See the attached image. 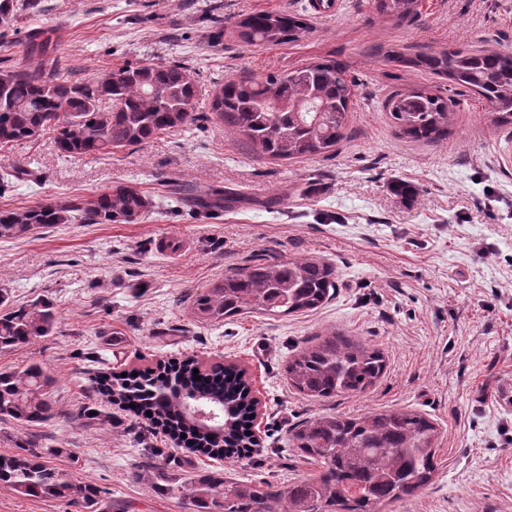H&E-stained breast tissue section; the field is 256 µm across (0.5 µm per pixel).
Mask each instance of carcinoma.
I'll list each match as a JSON object with an SVG mask.
<instances>
[{"label":"carcinoma","instance_id":"cac0c4a2","mask_svg":"<svg viewBox=\"0 0 512 512\" xmlns=\"http://www.w3.org/2000/svg\"><path fill=\"white\" fill-rule=\"evenodd\" d=\"M421 0H373L374 18L408 25L421 15ZM310 30L306 16L289 11H259L239 16L229 33L248 45L292 43ZM41 57L34 68L0 67V146L17 144L45 132L54 134L60 156L108 155L192 124L195 86L178 63L126 64L105 76L72 81L50 58V39L31 42ZM398 68L426 71L466 88L491 109L493 123L512 127V52L494 47L383 53ZM357 84L348 66L321 59L264 78L227 80L214 94L211 112L224 129L240 136L261 156L294 160L332 154L347 138L348 115ZM398 136L424 144L448 137L453 101L440 90L411 88L393 92L384 102ZM216 211L237 203L222 191L187 197ZM152 198L117 184L90 199H46L24 208L0 210V240L23 239L73 215L86 224H136L151 212ZM336 291V269L316 257L267 259L224 275L197 296L192 309L205 323L238 315L288 316L309 313ZM57 312L49 300L14 307L0 292V349L22 347L50 335ZM383 352L334 331L294 350L288 357V383L315 399L364 393L382 376ZM153 370L112 373L97 379L95 391L112 403L133 404L151 412V425L187 434L191 451L211 458L241 456L250 436L254 408L240 369L230 364L211 371L186 358ZM201 379H195L193 373ZM41 366L0 372V420L42 423L56 416ZM200 407L214 414L202 422L188 415ZM436 427L423 415L371 411L357 417L314 416L290 437L292 448L319 465L309 478L281 486L235 480L223 474L195 476L159 487L193 512H382L390 503L415 498L435 470ZM33 443L0 454V484L23 497L55 499L75 512H110L98 488L78 482L49 464Z\"/></svg>","mask_w":512,"mask_h":512}]
</instances>
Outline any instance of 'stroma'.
I'll return each instance as SVG.
<instances>
[{
	"instance_id": "obj_1",
	"label": "stroma",
	"mask_w": 512,
	"mask_h": 512,
	"mask_svg": "<svg viewBox=\"0 0 512 512\" xmlns=\"http://www.w3.org/2000/svg\"><path fill=\"white\" fill-rule=\"evenodd\" d=\"M16 19L0 38V66L33 67V33L49 36L67 77L94 79L123 64L179 63L196 86L198 121L106 156L65 160L51 134L0 148V174L28 176L0 192V208L48 198H91L117 184L149 195L136 224L73 220L0 242V289L14 305L48 299L51 335L0 350V371L36 363L51 377L57 411L35 425L0 420V453L30 442L56 449L50 462L97 484L112 512H190L155 485L214 469L225 477L288 485L314 473L289 445L293 427L321 414L418 412L436 427V470L412 500L386 512H512V138L488 104L462 88L447 140L398 137L385 112L394 90L440 86L427 72L400 70L382 50L488 44L512 51V0H423L413 25L373 20L370 0H14ZM309 15L298 41L237 42L212 21L257 11ZM321 58L344 61L359 87L349 136L333 155L275 161L225 131L210 101L225 80L264 77ZM413 183L405 202L394 181ZM215 189L249 197L206 214L169 198ZM274 208H264L267 200ZM317 257L336 269V293L297 316L246 314L197 321L194 297L224 274L267 257ZM383 351L386 366L362 394L314 400L292 388V351L327 331ZM192 357L246 372L259 415L260 448L234 462L176 447L161 430L101 397L102 371L156 367ZM111 414L86 426L85 408Z\"/></svg>"
}]
</instances>
